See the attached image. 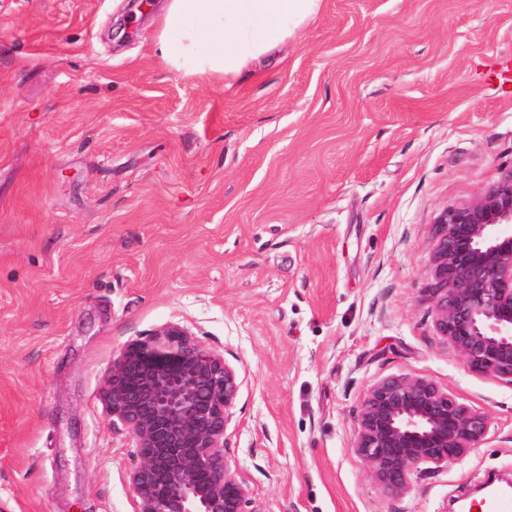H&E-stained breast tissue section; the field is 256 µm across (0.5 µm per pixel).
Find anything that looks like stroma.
I'll return each mask as SVG.
<instances>
[{
    "mask_svg": "<svg viewBox=\"0 0 512 512\" xmlns=\"http://www.w3.org/2000/svg\"><path fill=\"white\" fill-rule=\"evenodd\" d=\"M160 3L0 0V512H136L101 393L169 323L239 375L253 512H446L512 473V383L425 294L437 216L512 170V0H323L228 84L162 62ZM387 377L489 420L396 498L350 450Z\"/></svg>",
    "mask_w": 512,
    "mask_h": 512,
    "instance_id": "stroma-1",
    "label": "stroma"
}]
</instances>
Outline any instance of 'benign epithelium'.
I'll list each match as a JSON object with an SVG mask.
<instances>
[{
	"label": "benign epithelium",
	"instance_id": "benign-epithelium-1",
	"mask_svg": "<svg viewBox=\"0 0 512 512\" xmlns=\"http://www.w3.org/2000/svg\"><path fill=\"white\" fill-rule=\"evenodd\" d=\"M424 292L435 327L469 370L512 382V172L433 229ZM240 389L236 369L178 324L130 342L113 360L106 408L135 442L137 512H254L224 457ZM489 432L485 413L424 378H385L367 391L351 451L390 496L413 475L465 457Z\"/></svg>",
	"mask_w": 512,
	"mask_h": 512
}]
</instances>
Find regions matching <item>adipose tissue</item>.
Listing matches in <instances>:
<instances>
[{"mask_svg":"<svg viewBox=\"0 0 512 512\" xmlns=\"http://www.w3.org/2000/svg\"><path fill=\"white\" fill-rule=\"evenodd\" d=\"M322 0H166L157 19L162 61L186 74L236 78L288 40Z\"/></svg>","mask_w":512,"mask_h":512,"instance_id":"obj_1","label":"adipose tissue"}]
</instances>
